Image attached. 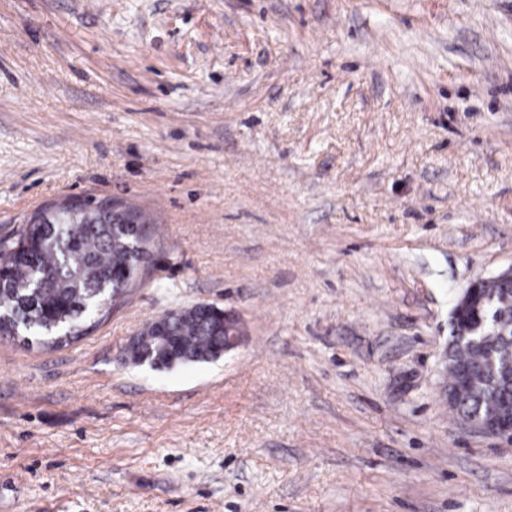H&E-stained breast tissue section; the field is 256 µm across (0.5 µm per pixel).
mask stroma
Listing matches in <instances>:
<instances>
[{
    "instance_id": "35a3bbf8",
    "label": "stroma",
    "mask_w": 512,
    "mask_h": 512,
    "mask_svg": "<svg viewBox=\"0 0 512 512\" xmlns=\"http://www.w3.org/2000/svg\"><path fill=\"white\" fill-rule=\"evenodd\" d=\"M74 195L147 259L79 340L0 338V512H512L442 394L512 266V0H0V236ZM196 303L235 351L125 360ZM489 280H508L512 283V266L490 278L471 282L468 288L463 290L457 301V306L453 309L454 311L456 308V321L460 317H465L467 312L473 307L477 309L483 308L486 302L489 301L487 297H493V302L491 304L488 303L486 306L490 307L491 311L495 312L496 315L499 314V319L504 325L512 324V287L510 290V287L504 286L501 283L488 282L483 288L484 295L487 297L482 296L480 293L481 285Z\"/></svg>"
}]
</instances>
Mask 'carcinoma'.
<instances>
[{
    "instance_id": "obj_1",
    "label": "carcinoma",
    "mask_w": 512,
    "mask_h": 512,
    "mask_svg": "<svg viewBox=\"0 0 512 512\" xmlns=\"http://www.w3.org/2000/svg\"><path fill=\"white\" fill-rule=\"evenodd\" d=\"M148 237L139 241L112 223L106 213L94 224L74 222L60 213L50 224L24 220L13 233L0 237V337L19 333L41 347L59 348L85 335L112 307L115 280L136 268ZM35 254V262L24 252ZM484 295L493 298L491 311L512 324V289L489 282ZM169 335H157L147 323L127 348L137 364L169 370L208 363L223 356L224 320L204 307L174 314ZM448 381L458 387L449 407L461 418L493 415L512 403V359L498 356L492 366L482 349L468 341L451 346Z\"/></svg>"
}]
</instances>
